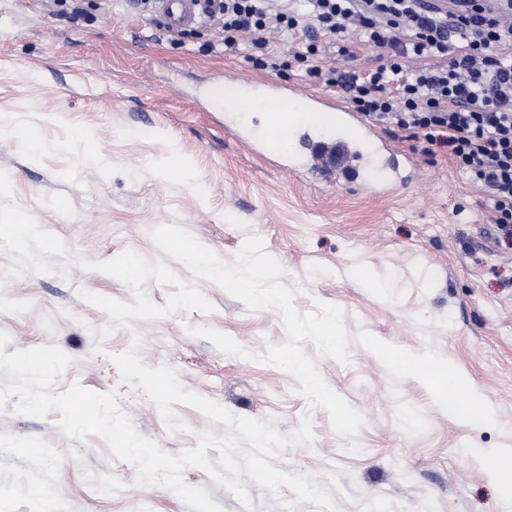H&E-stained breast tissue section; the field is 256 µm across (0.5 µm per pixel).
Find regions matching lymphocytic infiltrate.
Returning a JSON list of instances; mask_svg holds the SVG:
<instances>
[{
  "instance_id": "1",
  "label": "lymphocytic infiltrate",
  "mask_w": 512,
  "mask_h": 512,
  "mask_svg": "<svg viewBox=\"0 0 512 512\" xmlns=\"http://www.w3.org/2000/svg\"><path fill=\"white\" fill-rule=\"evenodd\" d=\"M200 27L225 47L248 41L259 70L304 69L401 140L447 148L453 166L491 204L512 238V0H201ZM313 25L299 49L274 54L272 36ZM199 27V28H200ZM377 52L361 71L323 67L327 50Z\"/></svg>"
}]
</instances>
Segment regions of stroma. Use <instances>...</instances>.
<instances>
[{"label": "stroma", "instance_id": "stroma-1", "mask_svg": "<svg viewBox=\"0 0 512 512\" xmlns=\"http://www.w3.org/2000/svg\"><path fill=\"white\" fill-rule=\"evenodd\" d=\"M69 23L50 0H0V330L6 353L58 346L72 359L56 392L77 382L113 392L135 429L178 454L226 432L175 405L170 431L113 353L169 365L183 387L232 414L275 418L281 434L310 417L311 444L276 468L309 473L338 512H512L486 470L512 450V242L487 221L484 193L445 148L413 153L393 194L381 163L361 177L310 183L247 152L224 130L213 88L233 74L262 83L240 49L208 34L172 45L125 0H83ZM36 130L30 152L13 129ZM34 231L17 242L9 224ZM178 226L225 263L259 237L302 314L337 306L348 363L303 342L327 385L364 418L355 437L298 393L281 369L218 351L203 326L262 354L286 342L281 314L249 310L155 244ZM446 367L494 420L472 426L441 408L422 370ZM59 412H0V512H192L172 491L140 486L133 464L100 437L67 438Z\"/></svg>", "mask_w": 512, "mask_h": 512}]
</instances>
